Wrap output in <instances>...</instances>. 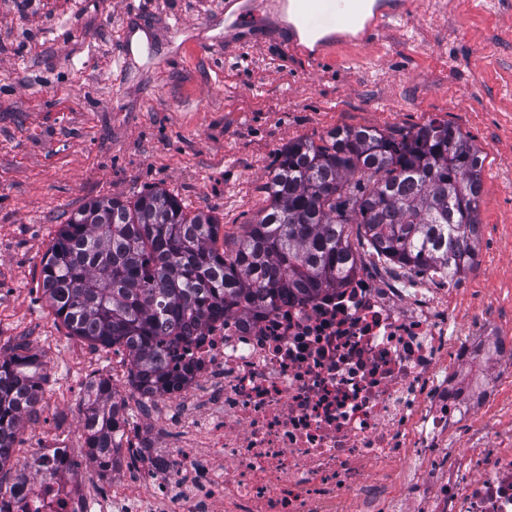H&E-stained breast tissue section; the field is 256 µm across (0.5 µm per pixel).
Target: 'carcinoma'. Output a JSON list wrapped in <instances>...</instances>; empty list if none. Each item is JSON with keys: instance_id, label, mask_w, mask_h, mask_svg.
Here are the masks:
<instances>
[{"instance_id": "cac0c4a2", "label": "carcinoma", "mask_w": 512, "mask_h": 512, "mask_svg": "<svg viewBox=\"0 0 512 512\" xmlns=\"http://www.w3.org/2000/svg\"><path fill=\"white\" fill-rule=\"evenodd\" d=\"M484 161L459 128L436 120L398 138L337 128L321 145L292 142L269 175V204L230 252L216 247L220 224L189 215L162 189L132 204L94 200L61 225L42 269L44 294L68 335L123 349L132 383L175 391L189 371L166 368V352L193 327L341 285L356 255L350 224L401 268L461 274L477 255ZM41 371L21 344L0 354V487L19 428L37 416ZM122 409L109 380L90 383L85 443L104 469L120 462Z\"/></svg>"}]
</instances>
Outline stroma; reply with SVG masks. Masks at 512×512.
<instances>
[{
  "mask_svg": "<svg viewBox=\"0 0 512 512\" xmlns=\"http://www.w3.org/2000/svg\"><path fill=\"white\" fill-rule=\"evenodd\" d=\"M226 0H0V353L45 364L23 451L74 432L78 478L103 492L81 423L89 380L119 357L68 335L42 290L61 224L87 203L163 189L220 226L233 248L265 206L281 150L336 128L398 134L443 120L486 159L476 262L459 303L478 298L512 336V0H422L378 38L319 64L256 46L224 52ZM139 43L129 63L128 36Z\"/></svg>",
  "mask_w": 512,
  "mask_h": 512,
  "instance_id": "35a3bbf8",
  "label": "stroma"
}]
</instances>
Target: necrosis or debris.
Returning a JSON list of instances; mask_svg holds the SVG:
<instances>
[{"label":"necrosis or debris","instance_id":"4bbe7bcc","mask_svg":"<svg viewBox=\"0 0 512 512\" xmlns=\"http://www.w3.org/2000/svg\"><path fill=\"white\" fill-rule=\"evenodd\" d=\"M456 286L358 257L338 288L207 322L174 352L189 383L134 390L180 434L132 435L143 479L86 494L61 436L5 512H512V340L483 304L458 314Z\"/></svg>","mask_w":512,"mask_h":512}]
</instances>
